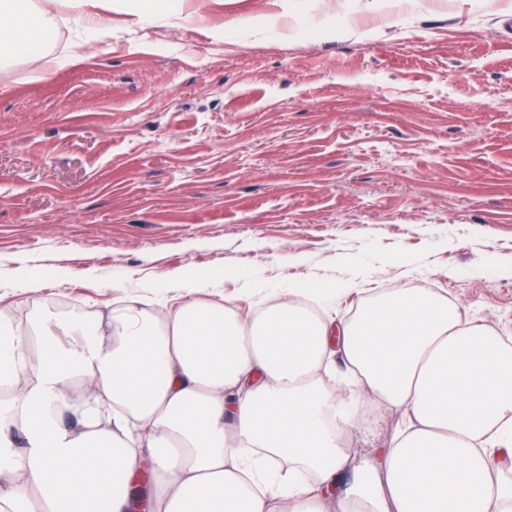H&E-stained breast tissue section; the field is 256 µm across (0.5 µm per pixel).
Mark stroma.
Segmentation results:
<instances>
[{
	"label": "stroma",
	"instance_id": "1",
	"mask_svg": "<svg viewBox=\"0 0 512 512\" xmlns=\"http://www.w3.org/2000/svg\"><path fill=\"white\" fill-rule=\"evenodd\" d=\"M104 0L0 62V302L235 312L353 283L326 319L426 288L512 339V0ZM397 423L350 438L373 458ZM71 6L76 10V23L88 32H97L108 28L110 20L100 10L101 0H71Z\"/></svg>",
	"mask_w": 512,
	"mask_h": 512
}]
</instances>
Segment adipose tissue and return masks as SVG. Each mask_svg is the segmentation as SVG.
Segmentation results:
<instances>
[{"instance_id": "ef3b65f1", "label": "adipose tissue", "mask_w": 512, "mask_h": 512, "mask_svg": "<svg viewBox=\"0 0 512 512\" xmlns=\"http://www.w3.org/2000/svg\"><path fill=\"white\" fill-rule=\"evenodd\" d=\"M51 0H0V55L39 47ZM311 284L246 316L218 301L130 300L89 320L49 311L20 334L0 306V512H512V343L425 288L332 322ZM352 376L324 386L336 363ZM399 425L375 459L366 411ZM397 421L393 416H367L351 435L349 448L352 455L360 459L373 458L378 448L385 447V439L390 436Z\"/></svg>"}]
</instances>
